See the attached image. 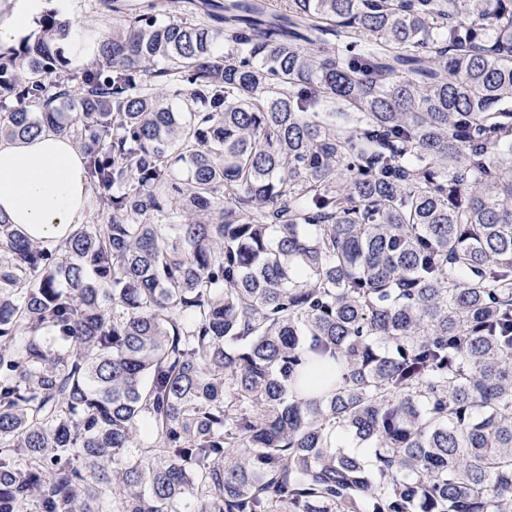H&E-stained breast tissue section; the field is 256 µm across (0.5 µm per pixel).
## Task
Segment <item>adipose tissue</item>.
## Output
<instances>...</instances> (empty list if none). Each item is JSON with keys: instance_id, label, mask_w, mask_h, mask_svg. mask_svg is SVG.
I'll list each match as a JSON object with an SVG mask.
<instances>
[{"instance_id": "1", "label": "adipose tissue", "mask_w": 512, "mask_h": 512, "mask_svg": "<svg viewBox=\"0 0 512 512\" xmlns=\"http://www.w3.org/2000/svg\"><path fill=\"white\" fill-rule=\"evenodd\" d=\"M88 192L84 159L70 138L0 139V213L33 240H66L85 219Z\"/></svg>"}]
</instances>
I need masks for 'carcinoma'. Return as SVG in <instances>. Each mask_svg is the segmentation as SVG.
Listing matches in <instances>:
<instances>
[{"mask_svg": "<svg viewBox=\"0 0 512 512\" xmlns=\"http://www.w3.org/2000/svg\"><path fill=\"white\" fill-rule=\"evenodd\" d=\"M200 10L0 45L111 214L0 213V508L512 512V0ZM69 18L73 22V30L69 40L61 47L64 56L67 58L69 68L78 70L86 66L93 56L86 54L89 46H98L101 36L112 27V13H106L99 9V0H67ZM107 14L111 15L110 17ZM105 17L111 18L104 24Z\"/></svg>", "mask_w": 512, "mask_h": 512, "instance_id": "1", "label": "carcinoma"}]
</instances>
